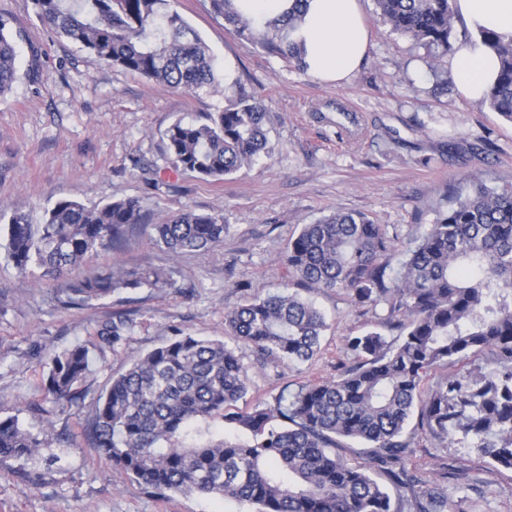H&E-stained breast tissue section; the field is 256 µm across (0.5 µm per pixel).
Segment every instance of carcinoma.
Returning <instances> with one entry per match:
<instances>
[{
    "mask_svg": "<svg viewBox=\"0 0 512 512\" xmlns=\"http://www.w3.org/2000/svg\"><path fill=\"white\" fill-rule=\"evenodd\" d=\"M210 11L253 46L303 68L293 38L302 19L295 0L287 15L261 26L235 11L233 0H208ZM54 33L105 64L171 88L220 86L215 58L176 9L177 0H33ZM389 32L409 38L437 71L457 46L478 40L500 69L481 103L512 122V35L458 30L454 0H374ZM17 43L0 15V96L17 79ZM229 104L203 123L174 122L164 133L172 171L226 180L269 153L263 105L224 87ZM8 224L6 255L18 276L41 274L57 283L64 304L98 301L121 289L163 288L166 273L116 269L71 276L84 258L118 243L126 229L150 224L136 197L87 206L60 200L42 223L23 213L0 214ZM224 217L185 211L151 224L155 244L174 253L206 254L224 239ZM401 260L392 267L389 256ZM284 263L295 284L344 290L356 305L388 307L389 341L379 331L345 338L357 366L336 379L281 392L272 405L234 410L248 391L243 356L219 340L181 336L153 349L112 379L91 426L89 447L115 469L159 494H200L258 506V512H398L376 471L393 484L418 480L404 466L412 417L431 437L457 435L494 467L512 471V190L473 178L452 187L428 229L407 241L361 213L336 212L304 224ZM231 335L257 361L311 359L327 329L324 315L285 289L254 297L224 315ZM494 365L484 372L476 361ZM470 363L426 390L437 367ZM89 349L78 343L49 356L44 397L74 401L88 370ZM219 417L246 440L202 442L191 426ZM362 445L374 467L350 466L335 448ZM50 442L16 416L0 417V467L33 458Z\"/></svg>",
    "mask_w": 512,
    "mask_h": 512,
    "instance_id": "1",
    "label": "carcinoma"
}]
</instances>
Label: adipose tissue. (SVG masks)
I'll list each match as a JSON object with an SVG mask.
<instances>
[{"instance_id":"1","label":"adipose tissue","mask_w":512,"mask_h":512,"mask_svg":"<svg viewBox=\"0 0 512 512\" xmlns=\"http://www.w3.org/2000/svg\"><path fill=\"white\" fill-rule=\"evenodd\" d=\"M454 6L471 29L512 34V0H455ZM294 38L304 44L310 75L343 82L359 66L368 47L360 0H307ZM451 68L460 90L476 98L493 81L498 62L482 45L467 44L452 58Z\"/></svg>"}]
</instances>
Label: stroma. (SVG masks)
Returning a JSON list of instances; mask_svg holds the SVG:
<instances>
[{
	"label": "stroma",
	"instance_id": "obj_1",
	"mask_svg": "<svg viewBox=\"0 0 512 512\" xmlns=\"http://www.w3.org/2000/svg\"><path fill=\"white\" fill-rule=\"evenodd\" d=\"M368 52L343 85L291 69L240 39L208 0L177 9L215 55L218 79L263 101L270 155L223 181L167 175L164 132L178 119L204 120L226 100L211 89L184 92L110 67L38 19L32 0H0L18 42V77L0 97V213L42 221L60 199L96 204L140 198L152 218L187 210L223 216L222 242L203 255L174 254L134 225L111 249L90 255L76 274L114 268L163 269L166 288L124 290L63 306L54 282L21 279L6 258L0 223V416H18L50 448L0 467V512H254L232 499L147 492L91 453L86 431L113 376L175 339L192 335L238 347L224 315L283 290L281 262L301 225L337 211L360 212L406 240L435 217L448 188L479 177L512 188V123L460 90L440 94L406 38L361 0ZM326 316L321 348L301 363L254 367L241 410L273 403L282 389L336 378L355 359L344 339L386 330V306L358 307L343 290H302ZM122 323L118 339L103 329ZM90 356L61 408L39 389L52 352L75 342ZM405 466L419 486L439 492L446 512H512V471L451 441L413 430Z\"/></svg>",
	"mask_w": 512,
	"mask_h": 512
}]
</instances>
